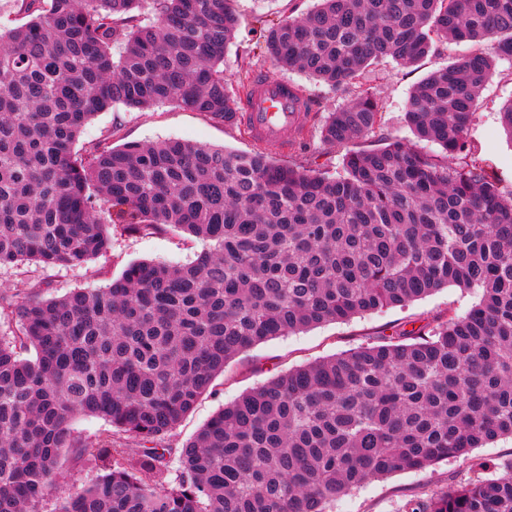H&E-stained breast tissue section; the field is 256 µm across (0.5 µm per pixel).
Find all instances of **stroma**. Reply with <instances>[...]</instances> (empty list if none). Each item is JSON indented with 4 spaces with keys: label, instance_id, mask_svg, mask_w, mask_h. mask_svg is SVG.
<instances>
[{
    "label": "stroma",
    "instance_id": "1",
    "mask_svg": "<svg viewBox=\"0 0 512 512\" xmlns=\"http://www.w3.org/2000/svg\"><path fill=\"white\" fill-rule=\"evenodd\" d=\"M316 4L317 0H236L234 8L246 26L241 29L224 58L225 75L236 74L240 67L247 65L256 70H272L274 77L298 86L322 114L349 102L350 94L333 91L305 74L273 69L262 42L247 28L255 17L283 21L295 17L297 12L312 9ZM465 50V44L451 42L412 66L386 60L363 70L361 82L373 88L383 106V137L400 140L421 151H431V144L418 141L411 132L404 120V112L415 86L432 71L447 66L463 55ZM511 101L512 62L500 59L477 102L467 140L472 153L483 161L492 177L507 189L512 187V140L508 139L501 126L500 114ZM114 126L119 129L112 139L116 145L129 141L155 143L180 140L239 152H249L259 147L257 141L238 126L212 123L203 114L174 104L144 111L121 107L114 112L98 113L86 124L78 142L84 145L97 140ZM287 139L295 144L289 152H282L274 145L264 148L276 163L303 165L332 174L340 171L344 149L325 146L318 129H309L300 145L295 142V132H288ZM108 233L110 247L107 253L80 268L46 271L32 264L0 266V292L22 296L30 288L42 284L46 287V297L51 298L77 289L104 288L132 262L165 260L186 263L193 260L201 249L200 243L191 241L176 228L158 234H130L115 222L109 224ZM477 301L478 296L474 292L448 287L403 306L357 316L345 322L324 324L258 345L236 357L223 376L217 377L212 391L204 394L193 411L172 431L170 442L173 447H181L224 404L278 372L365 345L380 333H388L395 328L418 327L430 318L450 311L466 313ZM510 457L512 439L502 438L474 449L467 460L451 459L423 471H404L368 481L338 500L333 512H402L411 498L447 485L451 480L469 477L473 465H492Z\"/></svg>",
    "mask_w": 512,
    "mask_h": 512
}]
</instances>
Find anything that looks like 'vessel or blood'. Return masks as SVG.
I'll use <instances>...</instances> for the list:
<instances>
[{
    "instance_id": "vessel-or-blood-1",
    "label": "vessel or blood",
    "mask_w": 512,
    "mask_h": 512,
    "mask_svg": "<svg viewBox=\"0 0 512 512\" xmlns=\"http://www.w3.org/2000/svg\"><path fill=\"white\" fill-rule=\"evenodd\" d=\"M301 108L302 102L291 83L258 70L242 97L237 122L254 139L280 145L288 129L297 125Z\"/></svg>"
}]
</instances>
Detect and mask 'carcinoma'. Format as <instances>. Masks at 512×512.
Returning a JSON list of instances; mask_svg holds the SVG:
<instances>
[{"mask_svg": "<svg viewBox=\"0 0 512 512\" xmlns=\"http://www.w3.org/2000/svg\"><path fill=\"white\" fill-rule=\"evenodd\" d=\"M232 2L14 0L27 21L0 29V266H84L114 216L130 234L170 226L202 244L185 264L131 263L106 288L0 293L15 313L0 336V512H42L69 457L96 477L54 512H330L369 480L512 437V189L467 143L493 57L512 59V0H319L260 27L278 68L354 89L323 118L304 104L336 147L383 123L366 66L475 44L410 96L407 122L439 154L350 150L331 176L259 149L114 147L110 132L75 150L119 105L235 124L251 72L224 76L242 24ZM488 38L492 56L477 47ZM448 287L479 301L279 373L168 444L239 354ZM79 416L112 430L85 437ZM494 470L406 512H512V457Z\"/></svg>", "mask_w": 512, "mask_h": 512, "instance_id": "carcinoma-1", "label": "carcinoma"}]
</instances>
